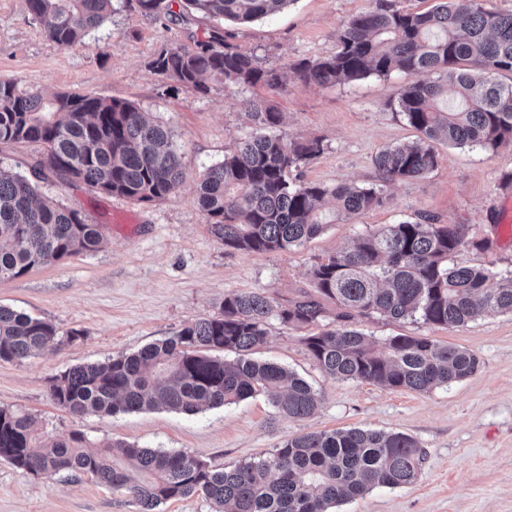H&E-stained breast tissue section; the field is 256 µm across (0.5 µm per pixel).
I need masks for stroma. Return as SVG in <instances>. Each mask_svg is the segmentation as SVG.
<instances>
[{
  "mask_svg": "<svg viewBox=\"0 0 512 512\" xmlns=\"http://www.w3.org/2000/svg\"><path fill=\"white\" fill-rule=\"evenodd\" d=\"M376 0H293L280 13L251 23L201 12L155 18L132 9L112 13L84 45L65 48L34 21L27 0H0V79L26 89L76 93L136 103L172 133L185 175L179 189L156 203L98 193L84 184L45 182L42 192L82 209L102 226L103 247L0 280V305L81 336L20 363L0 362V406L32 416L40 434L83 433L99 444L127 441L194 454L231 468L285 439L360 427L412 436L425 453L410 485L378 487L334 512H512V314L477 318L453 328L374 315L358 326L376 342L423 336L463 347L479 359L468 378L429 392L389 389L327 377L309 357L302 330L272 324L255 356L304 377L320 406L306 419L281 417L262 394L193 415L153 410L101 419L77 418L49 395L52 376L73 366L129 354L165 340L199 318L219 313L225 293L261 291L292 297L312 288L311 269L360 236L428 213L463 224L489 250L461 248L451 260L512 274V230L500 203L512 181V144L496 150L441 148L438 167L420 180L385 188L383 206L327 227L298 248L265 254L225 249L195 202L205 168L223 161L252 130L244 100L261 98L284 115L283 132L323 138L324 153L301 169L303 180L333 185L374 183L382 148L413 140L415 131L392 108L408 78L394 74L318 86L289 79L278 90L228 87L172 89L149 64L165 47L194 50L212 31L284 67L336 50V33ZM0 512H136L128 498L88 476L34 475L0 461Z\"/></svg>",
  "mask_w": 512,
  "mask_h": 512,
  "instance_id": "1",
  "label": "stroma"
}]
</instances>
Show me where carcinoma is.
Returning a JSON list of instances; mask_svg holds the SVG:
<instances>
[{"label": "carcinoma", "instance_id": "obj_1", "mask_svg": "<svg viewBox=\"0 0 512 512\" xmlns=\"http://www.w3.org/2000/svg\"><path fill=\"white\" fill-rule=\"evenodd\" d=\"M161 17L173 2L213 17L248 23L294 0H28L33 20L58 45L71 48L99 27L114 3ZM486 0H441L409 12L391 3L351 17L337 33L336 52L290 67L306 83L336 85L371 75L404 73L399 114L418 135L374 157L378 182L327 185L296 174L320 156L323 140L276 133L283 113L260 99L246 101L249 138L206 168L195 200L212 234L235 251L267 253L300 247L338 221L348 222L387 201L383 186L426 177L437 168L438 147L495 150L512 143V14ZM156 74L199 94L208 81L279 89L285 71L265 67L212 33L195 50L164 48L150 62ZM37 142L43 156L32 167L40 181L83 182L99 193L150 203L173 194L183 177L182 156L163 125L132 102L65 92L46 95L0 79V145ZM38 185L0 167V280L18 278L52 261L98 251L100 225L79 209L41 198ZM470 244L463 224H441L420 213L357 240L314 265V293L277 299L260 292L224 294L220 312L183 326L173 336L103 363L75 366L50 379L54 403L81 418L167 410L194 414L264 393L278 414L315 413L317 393L303 378L250 358L272 322L301 328L336 307V327L302 338L329 377L390 389L427 392L461 381L478 357L421 336L397 335L374 346L355 327L360 317L419 319L459 327L479 316L512 313V275L460 267L451 255ZM44 320L0 305V361L27 358L72 341ZM224 352L235 358L222 357ZM0 459L47 476L90 475L127 495L139 512L163 502L204 496L212 512H330L376 487L411 484L424 454L402 432L362 428L309 432L267 455L230 469L178 451L114 441L94 445L80 432L45 439L28 414L0 406Z\"/></svg>", "mask_w": 512, "mask_h": 512}]
</instances>
